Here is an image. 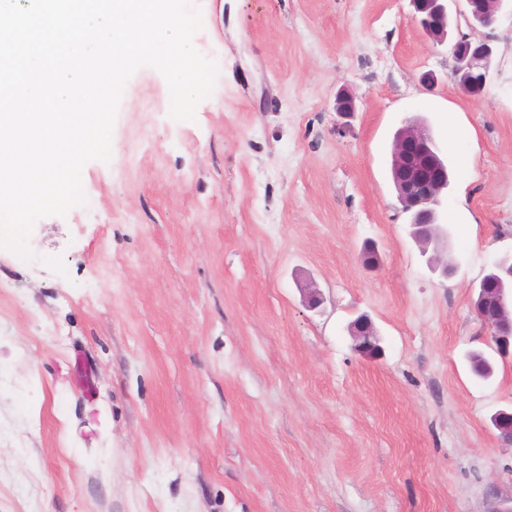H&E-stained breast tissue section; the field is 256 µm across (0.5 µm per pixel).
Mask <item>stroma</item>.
Masks as SVG:
<instances>
[{"mask_svg": "<svg viewBox=\"0 0 512 512\" xmlns=\"http://www.w3.org/2000/svg\"><path fill=\"white\" fill-rule=\"evenodd\" d=\"M192 5L218 67L194 119L139 68L85 203L34 224V260L0 250V512H492L512 358L483 381L463 356L491 346L473 302L512 247V9L451 18L493 40L471 96L409 0ZM411 116L448 157L446 280L391 181ZM362 313L382 356L353 348Z\"/></svg>", "mask_w": 512, "mask_h": 512, "instance_id": "stroma-1", "label": "stroma"}]
</instances>
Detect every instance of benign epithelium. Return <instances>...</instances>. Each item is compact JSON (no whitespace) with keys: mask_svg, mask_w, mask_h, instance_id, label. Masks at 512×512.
Returning <instances> with one entry per match:
<instances>
[{"mask_svg":"<svg viewBox=\"0 0 512 512\" xmlns=\"http://www.w3.org/2000/svg\"><path fill=\"white\" fill-rule=\"evenodd\" d=\"M450 0H410L413 18L425 35L436 46L448 42ZM468 11L463 18L471 23L491 25L506 0H466ZM455 60L454 75L457 85L465 93L477 95L487 84L493 49L486 41L474 42L466 36L451 46ZM337 114L348 117L356 111L355 97L342 89L336 94ZM391 178L403 212L410 215L408 234L417 245L426 265L443 279L455 274L456 267L448 263V225L442 222L441 210L448 194V163L427 121L408 117L397 130L391 148ZM483 307L492 306L496 312H482L485 328L498 347L512 352V321L501 320L497 309L503 297L487 288V281L479 284ZM348 331L355 348L366 355L380 352L379 337L369 315H358ZM497 438L512 445V412L500 411L493 418Z\"/></svg>","mask_w":512,"mask_h":512,"instance_id":"7a95c632","label":"benign epithelium"}]
</instances>
